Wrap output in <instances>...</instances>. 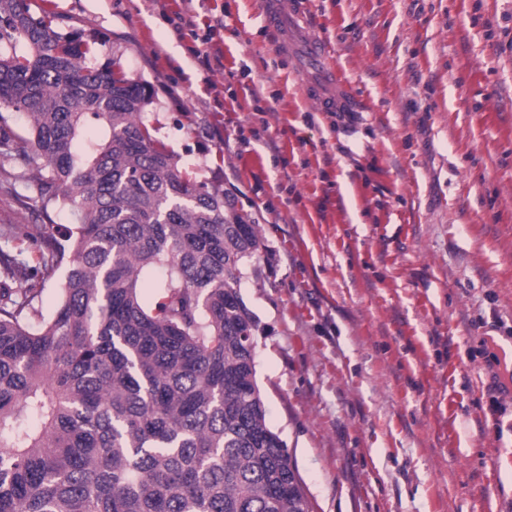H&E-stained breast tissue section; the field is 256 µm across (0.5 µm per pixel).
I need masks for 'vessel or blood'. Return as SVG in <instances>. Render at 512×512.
Listing matches in <instances>:
<instances>
[{
  "label": "vessel or blood",
  "instance_id": "obj_1",
  "mask_svg": "<svg viewBox=\"0 0 512 512\" xmlns=\"http://www.w3.org/2000/svg\"><path fill=\"white\" fill-rule=\"evenodd\" d=\"M306 0H263L265 23L287 48L292 58L301 59L303 88L308 100L322 112H353L357 109L354 90L331 62L323 38L308 33Z\"/></svg>",
  "mask_w": 512,
  "mask_h": 512
}]
</instances>
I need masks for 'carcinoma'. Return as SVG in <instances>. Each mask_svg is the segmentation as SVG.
Masks as SVG:
<instances>
[{"instance_id": "carcinoma-1", "label": "carcinoma", "mask_w": 512, "mask_h": 512, "mask_svg": "<svg viewBox=\"0 0 512 512\" xmlns=\"http://www.w3.org/2000/svg\"><path fill=\"white\" fill-rule=\"evenodd\" d=\"M53 21L0 0V167L34 165L43 212L78 220L42 225L21 279L0 249V512H310L238 291L258 225L152 137L148 82ZM91 119L103 135L80 153ZM61 268L46 316L39 284Z\"/></svg>"}]
</instances>
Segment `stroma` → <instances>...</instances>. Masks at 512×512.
<instances>
[{
    "mask_svg": "<svg viewBox=\"0 0 512 512\" xmlns=\"http://www.w3.org/2000/svg\"><path fill=\"white\" fill-rule=\"evenodd\" d=\"M29 3L147 81L151 134L258 224L239 293L312 512H512V0H310L353 121L306 100L260 0ZM47 218L76 221L0 169L20 262Z\"/></svg>",
    "mask_w": 512,
    "mask_h": 512,
    "instance_id": "stroma-1",
    "label": "stroma"
}]
</instances>
